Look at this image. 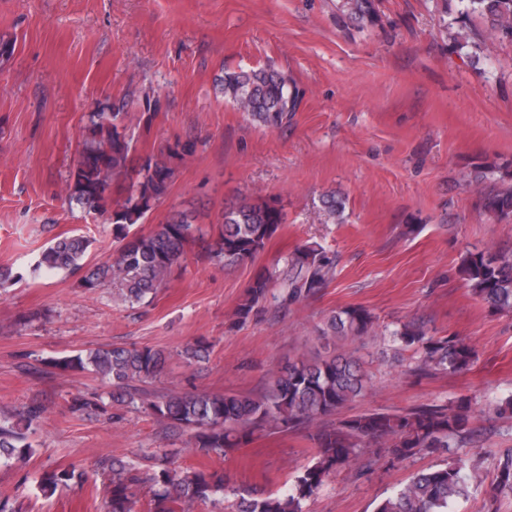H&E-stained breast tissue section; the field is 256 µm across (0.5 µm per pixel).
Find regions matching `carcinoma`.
<instances>
[{
  "label": "carcinoma",
  "instance_id": "cac0c4a2",
  "mask_svg": "<svg viewBox=\"0 0 512 512\" xmlns=\"http://www.w3.org/2000/svg\"><path fill=\"white\" fill-rule=\"evenodd\" d=\"M457 22L479 18L486 31L484 50L512 42V0H459ZM348 18L356 23L373 21L372 0H344ZM218 85L224 99L248 113L263 126L283 125L297 109L300 91L284 75L264 68L249 71L226 69ZM136 151L122 126V113L91 116L88 139L79 154V167L67 179L68 196L114 226L126 244L112 259L86 270L82 287L94 290L118 283L125 299L140 303L165 287L172 267L186 247L204 239L196 225L199 213L172 212L165 222L147 234L128 237L129 228L163 201L175 181L179 166L194 152V145L179 141L159 154L133 159ZM346 198L336 192L322 196L321 205L336 222L342 220ZM481 208L501 222L512 221V187L483 193ZM285 217L277 203L265 197L246 196L224 206L214 224L217 233L203 248L208 259L226 264L253 260L262 252ZM89 242L80 236L57 238L40 255L37 267L48 271L83 269ZM334 260L315 246L298 248L287 262L283 282L295 299L307 298L326 287L333 276ZM459 274L475 295L497 312H512V253L468 252ZM273 275H255L233 317L244 323L266 300L274 287ZM374 327V317L362 307H348L332 314L324 333L338 340L360 339ZM393 340L419 355L415 372H462L475 361L474 348L458 336H430L423 323L409 321L391 332ZM170 354L152 347H99L85 355L52 357L47 365L62 371L91 369L112 383V400L134 401V384L159 375ZM364 362L354 351L338 352L315 361L290 363L273 372L264 389L246 394H217L206 390L157 395L142 400L154 418L192 431V447L205 454L224 456L246 444L254 432H313L314 462L295 476L286 493L264 495L254 487L232 481L220 470H194L182 475L163 467L152 476L153 506L150 512H178L183 504L207 503L224 495L228 512H304V504L328 477L348 469L368 456L390 466L421 454L450 452L468 439L471 400L460 397L447 404H423L401 413L363 412L331 427L322 418L355 402L367 389ZM44 408L31 406L15 420L0 419V466L32 454L26 432ZM107 473V512H134L135 489L140 479L135 467L119 458L101 462ZM83 480L76 469L45 472L37 489L52 495ZM481 480L477 467L462 462L439 465L414 474L375 512H453L470 484ZM512 493V450L500 461L495 480L487 491L489 505Z\"/></svg>",
  "mask_w": 512,
  "mask_h": 512
}]
</instances>
